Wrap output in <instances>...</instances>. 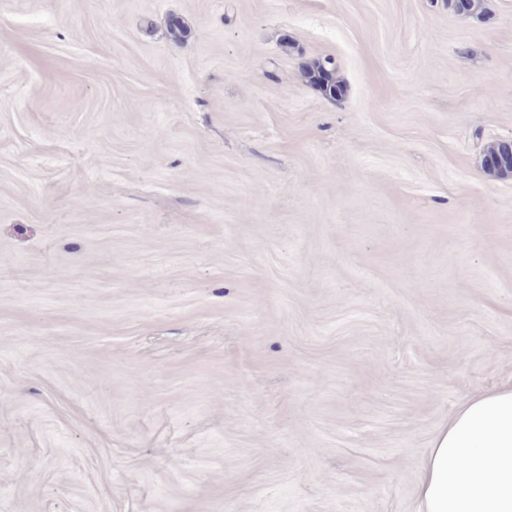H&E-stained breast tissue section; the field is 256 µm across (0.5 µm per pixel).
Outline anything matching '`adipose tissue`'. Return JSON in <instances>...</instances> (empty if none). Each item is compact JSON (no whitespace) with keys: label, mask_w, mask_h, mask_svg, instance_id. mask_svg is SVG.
Here are the masks:
<instances>
[{"label":"adipose tissue","mask_w":512,"mask_h":512,"mask_svg":"<svg viewBox=\"0 0 512 512\" xmlns=\"http://www.w3.org/2000/svg\"><path fill=\"white\" fill-rule=\"evenodd\" d=\"M418 512H512V382L463 399L421 466Z\"/></svg>","instance_id":"ef3b65f1"}]
</instances>
